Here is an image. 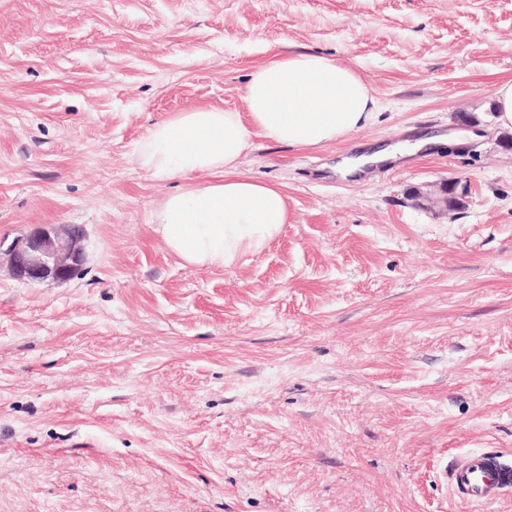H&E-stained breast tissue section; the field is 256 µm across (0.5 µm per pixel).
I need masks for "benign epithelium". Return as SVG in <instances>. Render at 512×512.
<instances>
[{
    "label": "benign epithelium",
    "mask_w": 512,
    "mask_h": 512,
    "mask_svg": "<svg viewBox=\"0 0 512 512\" xmlns=\"http://www.w3.org/2000/svg\"><path fill=\"white\" fill-rule=\"evenodd\" d=\"M459 183L446 180L435 190L414 189L411 198L419 207L445 211L463 205L465 191ZM82 233L72 227L63 233L40 227L12 241L0 239V252L8 254L11 275L20 281L39 283L47 280L66 282L74 277L84 261Z\"/></svg>",
    "instance_id": "obj_1"
}]
</instances>
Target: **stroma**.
<instances>
[{
    "instance_id": "obj_1",
    "label": "stroma",
    "mask_w": 512,
    "mask_h": 512,
    "mask_svg": "<svg viewBox=\"0 0 512 512\" xmlns=\"http://www.w3.org/2000/svg\"><path fill=\"white\" fill-rule=\"evenodd\" d=\"M299 52L352 68L377 117L317 149L252 137L239 170L288 223L235 267L185 265L152 224L179 184L136 143L243 110L249 74ZM506 80L512 0H0V237L76 225L86 254L34 284L0 255V512H512L446 477L512 461ZM448 178L464 208L413 204ZM491 107L497 124L512 129V80L499 83L493 92ZM397 155L398 150L396 148L392 146H386L375 150L369 156L363 157L361 159L344 160L342 163H339L336 166V169H339L346 173H352L358 171L360 167L366 163H383L396 160Z\"/></svg>"
}]
</instances>
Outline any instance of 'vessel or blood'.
Wrapping results in <instances>:
<instances>
[{
	"instance_id": "1",
	"label": "vessel or blood",
	"mask_w": 512,
	"mask_h": 512,
	"mask_svg": "<svg viewBox=\"0 0 512 512\" xmlns=\"http://www.w3.org/2000/svg\"><path fill=\"white\" fill-rule=\"evenodd\" d=\"M449 482L452 494L461 503L492 504L512 494V464L497 454L469 451L455 462Z\"/></svg>"
}]
</instances>
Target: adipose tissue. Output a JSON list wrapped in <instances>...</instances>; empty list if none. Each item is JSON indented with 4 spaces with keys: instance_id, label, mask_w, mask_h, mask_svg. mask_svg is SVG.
<instances>
[{
    "instance_id": "adipose-tissue-1",
    "label": "adipose tissue",
    "mask_w": 512,
    "mask_h": 512,
    "mask_svg": "<svg viewBox=\"0 0 512 512\" xmlns=\"http://www.w3.org/2000/svg\"><path fill=\"white\" fill-rule=\"evenodd\" d=\"M244 111L175 112L137 142L140 168L159 183L181 181L153 211L168 249L184 263L229 268L263 250L289 220L282 191L239 172L252 136L319 147L376 117L371 88L351 68L315 53H290L256 68Z\"/></svg>"
}]
</instances>
